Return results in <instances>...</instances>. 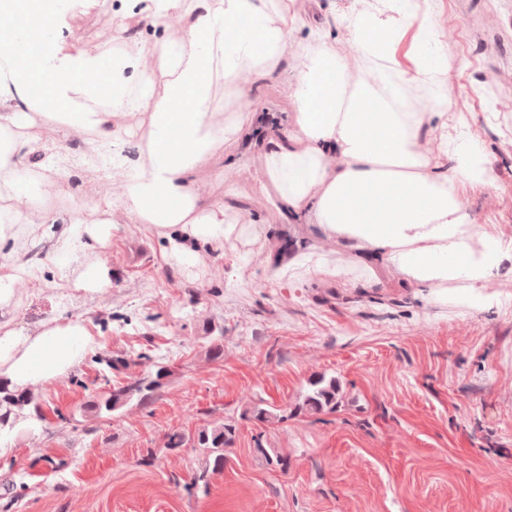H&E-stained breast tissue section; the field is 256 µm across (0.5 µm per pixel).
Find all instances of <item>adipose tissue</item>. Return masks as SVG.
<instances>
[{
	"mask_svg": "<svg viewBox=\"0 0 512 512\" xmlns=\"http://www.w3.org/2000/svg\"><path fill=\"white\" fill-rule=\"evenodd\" d=\"M60 0H0V16L25 14L6 30L11 53L0 58V241L41 235L66 217L55 261L105 243L112 201L87 223L84 207L65 215L48 207L44 178L29 159L44 152L37 117L90 133L93 148L124 177L122 207L165 237L181 263L200 244L233 231L223 205L204 201L194 174L228 140H248L236 112L255 79L274 73L299 26L286 0H148L154 23L177 16L183 34L135 51L66 43L51 18ZM353 55L312 33L295 56L297 112L291 125L263 141L267 185L288 212L344 247L375 258L419 293H462L470 309L496 307L483 288L512 240L475 233L457 184L484 183L489 168L480 138L448 133V51L432 17L418 18L416 0H376L353 16ZM416 27L413 72L399 68L394 46ZM39 44L31 54V44ZM426 87L432 112L411 107L409 87ZM148 113L147 128L126 138L117 120L131 107ZM95 338L81 318H55L31 334L0 332V377L26 386L78 366Z\"/></svg>",
	"mask_w": 512,
	"mask_h": 512,
	"instance_id": "adipose-tissue-1",
	"label": "adipose tissue"
}]
</instances>
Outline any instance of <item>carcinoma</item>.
<instances>
[{"mask_svg":"<svg viewBox=\"0 0 512 512\" xmlns=\"http://www.w3.org/2000/svg\"><path fill=\"white\" fill-rule=\"evenodd\" d=\"M173 375L172 367L155 365V369L129 378L120 386L103 389L85 406L84 413L93 418H112L120 415L133 405L145 409L160 394ZM340 384L336 377L319 376L309 382V390L299 405V413L317 416L336 412L339 404ZM243 416L261 424L279 422L287 416L277 409L259 401L247 407ZM43 419L38 395L30 388H20L0 377V433L11 432L22 422ZM237 427L230 421L204 420L191 432H172L166 441V448H199L202 451L198 466L190 482L184 485L188 492L194 489L208 490L213 475L224 471L228 449L235 441ZM257 451L271 467H284L286 457L275 448H265L257 442Z\"/></svg>","mask_w":512,"mask_h":512,"instance_id":"carcinoma-1","label":"carcinoma"}]
</instances>
